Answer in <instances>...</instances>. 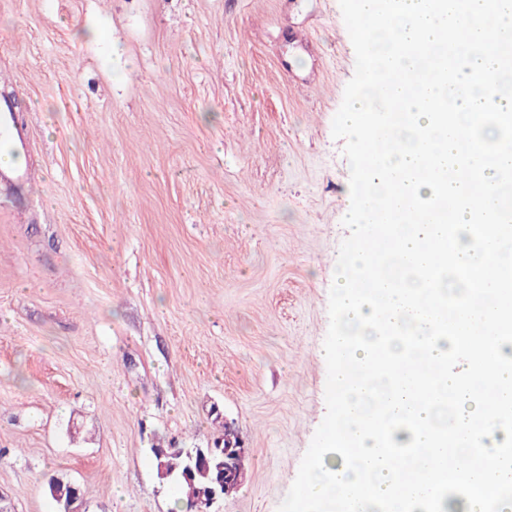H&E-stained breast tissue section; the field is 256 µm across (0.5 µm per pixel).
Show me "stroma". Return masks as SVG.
<instances>
[{"mask_svg": "<svg viewBox=\"0 0 512 512\" xmlns=\"http://www.w3.org/2000/svg\"><path fill=\"white\" fill-rule=\"evenodd\" d=\"M339 0H0V507L179 512L157 448L233 430L278 512L326 414L350 193ZM18 138L23 140L22 125L10 105L3 99L0 100V141Z\"/></svg>", "mask_w": 512, "mask_h": 512, "instance_id": "1", "label": "stroma"}]
</instances>
